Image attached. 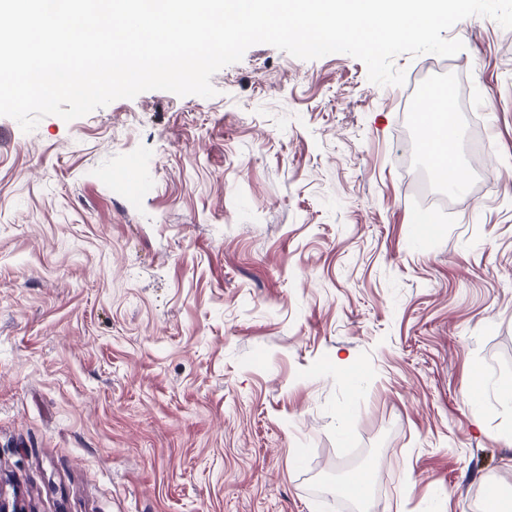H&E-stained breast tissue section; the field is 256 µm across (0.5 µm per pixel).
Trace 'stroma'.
<instances>
[{"instance_id": "obj_1", "label": "stroma", "mask_w": 512, "mask_h": 512, "mask_svg": "<svg viewBox=\"0 0 512 512\" xmlns=\"http://www.w3.org/2000/svg\"><path fill=\"white\" fill-rule=\"evenodd\" d=\"M357 58L257 44L216 94L0 116V491L28 512L512 503V29ZM445 72L462 188L422 212L404 95ZM370 476L363 502L337 480Z\"/></svg>"}]
</instances>
